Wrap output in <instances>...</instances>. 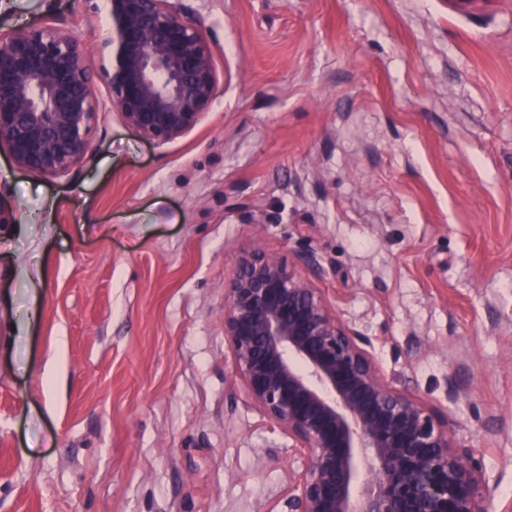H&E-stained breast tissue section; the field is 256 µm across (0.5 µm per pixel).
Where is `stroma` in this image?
Masks as SVG:
<instances>
[{"label": "stroma", "instance_id": "stroma-1", "mask_svg": "<svg viewBox=\"0 0 512 512\" xmlns=\"http://www.w3.org/2000/svg\"><path fill=\"white\" fill-rule=\"evenodd\" d=\"M176 3L219 75L191 133L99 113L58 178L0 151V512H282L304 458L224 335L257 246L316 253L330 307L512 512V0ZM54 18L106 31L104 0H0L1 29Z\"/></svg>", "mask_w": 512, "mask_h": 512}]
</instances>
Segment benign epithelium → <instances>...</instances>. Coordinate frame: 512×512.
Returning a JSON list of instances; mask_svg holds the SVG:
<instances>
[{
  "mask_svg": "<svg viewBox=\"0 0 512 512\" xmlns=\"http://www.w3.org/2000/svg\"><path fill=\"white\" fill-rule=\"evenodd\" d=\"M98 67L74 27L55 19L0 32V149L21 169L68 176L90 158L105 104L156 143L193 131L218 73L202 28L173 0H108ZM312 251L286 261L238 254L224 281V336L249 402L295 442L306 464L284 512H489L488 482L448 422L388 381L372 340L314 287Z\"/></svg>",
  "mask_w": 512,
  "mask_h": 512,
  "instance_id": "1",
  "label": "benign epithelium"
}]
</instances>
